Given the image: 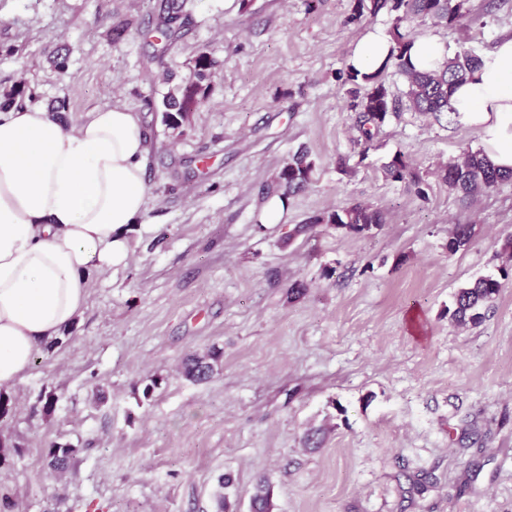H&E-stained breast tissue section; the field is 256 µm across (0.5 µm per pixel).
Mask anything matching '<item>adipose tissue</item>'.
<instances>
[{
    "label": "adipose tissue",
    "mask_w": 512,
    "mask_h": 512,
    "mask_svg": "<svg viewBox=\"0 0 512 512\" xmlns=\"http://www.w3.org/2000/svg\"><path fill=\"white\" fill-rule=\"evenodd\" d=\"M392 42L380 30L349 63L370 73ZM461 122L483 132L489 160L512 168V38L454 94ZM141 118L115 105L67 128L37 107L0 113V390L70 328L93 274L127 266L128 232L147 205Z\"/></svg>",
    "instance_id": "1"
}]
</instances>
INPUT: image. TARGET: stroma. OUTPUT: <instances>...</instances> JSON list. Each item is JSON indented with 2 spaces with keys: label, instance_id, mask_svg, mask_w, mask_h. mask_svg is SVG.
Wrapping results in <instances>:
<instances>
[{
  "label": "stroma",
  "instance_id": "35a3bbf8",
  "mask_svg": "<svg viewBox=\"0 0 512 512\" xmlns=\"http://www.w3.org/2000/svg\"><path fill=\"white\" fill-rule=\"evenodd\" d=\"M161 2L0 0V85L25 80L44 109L67 100L69 126L123 105L152 135L127 266L91 278L61 345L4 392L0 441L21 449L0 467V495L12 512H213L228 473L235 512H249L262 475L271 512H512V183L464 202L434 175L481 148V130L404 110L360 140L347 61L367 32L392 31L390 9L193 0L164 66L183 75L201 49L217 65L209 98L171 137L150 107L165 87L141 67ZM469 8L455 26L409 29L483 56L512 38V0ZM63 54L64 76L52 63ZM303 146L312 185L279 223H254ZM398 153L424 195L386 178ZM355 203L385 224L367 237L294 232ZM456 224L476 237L452 254ZM486 275L501 277L499 296L480 324L454 325L457 290ZM214 347L211 379H186L183 359ZM51 441L78 448L73 474L48 475Z\"/></svg>",
  "mask_w": 512,
  "mask_h": 512
}]
</instances>
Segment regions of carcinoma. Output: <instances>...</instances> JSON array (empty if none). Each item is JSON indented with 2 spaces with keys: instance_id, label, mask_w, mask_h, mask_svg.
I'll return each instance as SVG.
<instances>
[{
  "instance_id": "cac0c4a2",
  "label": "carcinoma",
  "mask_w": 512,
  "mask_h": 512,
  "mask_svg": "<svg viewBox=\"0 0 512 512\" xmlns=\"http://www.w3.org/2000/svg\"><path fill=\"white\" fill-rule=\"evenodd\" d=\"M191 0H167V4L155 19L152 33L161 45L156 53L148 56L144 66L151 69L162 63L163 53L176 44L183 36V29L189 14L185 7ZM468 0H357L358 15L369 12L372 15L388 7L400 11L392 33L390 55L383 65L372 73H362L349 66L345 82L353 85L349 90L353 98V107L358 109L356 123L363 143H370L389 117L397 113L396 101L382 80V73L390 62H395L400 74L407 83L405 108L425 117H431L439 123L453 125L459 121V113L452 102L454 88L465 82L467 77L483 64V56L463 50L447 57L440 64L427 69H417L410 62L408 53L415 39L402 29V23L416 19L430 20L435 25L448 26L458 22L468 12ZM215 61L210 54L201 49L190 62L188 73L176 77L168 72L162 73L160 80L168 85L162 96V122L174 136H181L189 125L193 113L206 100L210 92V76ZM26 83L20 82L9 88H0V112L24 104L27 93ZM315 163L307 152L294 153L283 164L274 177L278 188L282 189L279 198L305 190L312 182ZM384 173L394 181L405 182L415 188L419 196H424L421 188L422 178L405 160L397 154L384 166ZM438 176L448 186V191L461 195L467 200L481 195L501 184L512 182V169L502 171L495 167L483 150L470 148L442 166ZM386 222L385 214L378 208L365 204H354L342 209L321 212L310 218L309 223L297 228V231L311 229L323 224L337 231L353 235H365L378 229ZM475 238L472 224H456L448 236V253L454 254L469 247ZM501 282L493 276H482L459 288L455 295V307L450 317L459 325H476L482 321V309L487 307L499 294ZM222 356L212 348L206 353L188 356L184 362V375L195 382L206 381L214 373L215 363ZM79 449L69 444L52 442L44 449L47 469L55 476L70 470ZM233 486L230 476L221 479L225 492L217 495L215 512H230L232 507L227 489ZM270 485L265 478L258 481L251 497L252 512H270Z\"/></svg>"
}]
</instances>
